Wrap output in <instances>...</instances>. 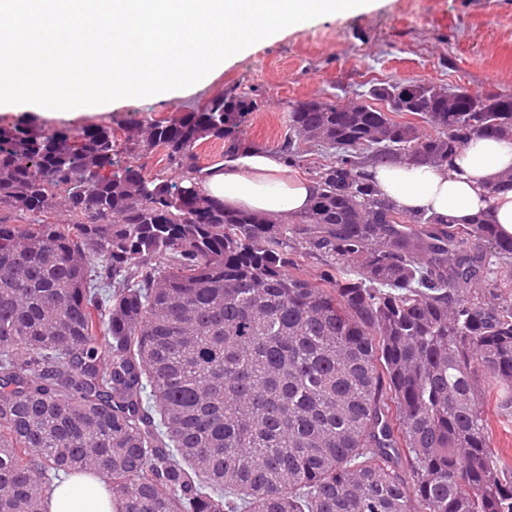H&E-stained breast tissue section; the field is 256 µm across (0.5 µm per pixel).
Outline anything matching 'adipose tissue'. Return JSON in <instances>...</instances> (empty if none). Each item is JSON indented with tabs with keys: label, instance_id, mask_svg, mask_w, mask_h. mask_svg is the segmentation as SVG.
Listing matches in <instances>:
<instances>
[{
	"label": "adipose tissue",
	"instance_id": "obj_1",
	"mask_svg": "<svg viewBox=\"0 0 512 512\" xmlns=\"http://www.w3.org/2000/svg\"><path fill=\"white\" fill-rule=\"evenodd\" d=\"M512 170V140L481 138L461 147L445 167L413 162L380 163L367 174L379 195L410 213H426L467 224L488 215L503 237H512V189L498 188ZM210 197L234 210L273 218L297 215L311 203L313 183L288 178L270 153L249 151L213 168L201 185ZM46 512H117L104 479L74 474L53 485Z\"/></svg>",
	"mask_w": 512,
	"mask_h": 512
}]
</instances>
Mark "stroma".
Masks as SVG:
<instances>
[{
    "label": "stroma",
    "mask_w": 512,
    "mask_h": 512,
    "mask_svg": "<svg viewBox=\"0 0 512 512\" xmlns=\"http://www.w3.org/2000/svg\"><path fill=\"white\" fill-rule=\"evenodd\" d=\"M414 82L442 92L474 96L512 89V0H370L361 12L319 17L277 33L224 62L196 89L150 99L114 101L100 114L80 115L68 125L108 127L122 164L148 179L176 181L178 169L164 150L130 154V124L189 112L227 91L258 102L243 125L254 149L279 154L288 136V114L299 103L344 104L368 100L377 82Z\"/></svg>",
    "instance_id": "stroma-1"
}]
</instances>
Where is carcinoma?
Wrapping results in <instances>:
<instances>
[{"label":"carcinoma","mask_w":512,"mask_h":512,"mask_svg":"<svg viewBox=\"0 0 512 512\" xmlns=\"http://www.w3.org/2000/svg\"><path fill=\"white\" fill-rule=\"evenodd\" d=\"M395 90L289 113L335 150L290 223L199 190L198 144L250 149L246 94L135 122L127 151L164 148L179 185L116 164L103 126H0V209L33 216L0 221V512H43L61 471L105 475L120 512H512L485 418L512 417V238L365 172L511 138L512 103ZM60 205L78 221L45 223Z\"/></svg>","instance_id":"1"}]
</instances>
